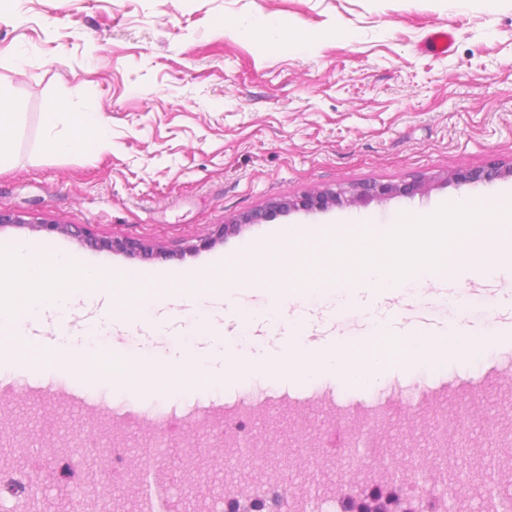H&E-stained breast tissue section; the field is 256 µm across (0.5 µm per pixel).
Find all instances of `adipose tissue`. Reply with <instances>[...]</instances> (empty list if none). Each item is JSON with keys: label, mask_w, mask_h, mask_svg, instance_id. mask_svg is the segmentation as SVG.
Here are the masks:
<instances>
[{"label": "adipose tissue", "mask_w": 512, "mask_h": 512, "mask_svg": "<svg viewBox=\"0 0 512 512\" xmlns=\"http://www.w3.org/2000/svg\"><path fill=\"white\" fill-rule=\"evenodd\" d=\"M106 122L98 112H81L76 117V131L67 136H50L46 147L54 153H68L74 150L97 151L106 142ZM193 278L188 274H178L173 278L169 289H151L147 298L148 307L142 312L145 324L182 322L187 328L211 332L212 326L201 316H186L171 310L169 294L171 289L187 288ZM71 282L84 291L92 293L106 287L126 288L130 278L122 277L106 281L100 268L80 263L64 253H45L37 256L31 243L20 241L11 247L0 250V341H19L41 324L46 315H53L54 324L60 332H67L72 310L68 298L61 289L62 283ZM290 335L296 336L288 355L278 356L268 351L253 354L255 362L276 370H289L313 378L325 369L339 373L347 380L356 383H372L382 358L369 354L358 359L336 348L310 350L304 348L299 338L304 327L297 319H289ZM490 340L471 334L464 325L449 327L435 336L406 335L402 353L409 358L435 359L447 352L458 357L471 359L488 352ZM156 372L150 375V382H157L159 375H169L184 368H191L199 375L208 378H222L224 373V353L206 346L187 353L181 348H170L156 361Z\"/></svg>", "instance_id": "1"}]
</instances>
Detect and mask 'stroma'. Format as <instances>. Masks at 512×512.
Wrapping results in <instances>:
<instances>
[{"label": "stroma", "instance_id": "obj_1", "mask_svg": "<svg viewBox=\"0 0 512 512\" xmlns=\"http://www.w3.org/2000/svg\"><path fill=\"white\" fill-rule=\"evenodd\" d=\"M0 16V90L15 103L11 158L0 166V212L26 214L28 224L0 227V247L17 240L50 244L109 276L189 271L226 278L237 286L225 302L203 290L175 294L177 309L223 319L242 354L256 347L280 351L286 320L239 322V313L264 309L251 294L256 276L288 291L293 262L275 238L282 226H338L347 217L392 223L456 199L512 198V177L460 185L453 173L512 159V0H19ZM276 22L308 38L282 50L250 37ZM352 42L331 34L336 24ZM452 26L450 52L434 56L420 45L437 26ZM27 60L16 71L6 56ZM74 100L77 110L102 113L105 150L46 151L45 114L52 103ZM424 180L414 195L395 194L352 206L282 209V202L376 181ZM259 211L263 220L216 235L217 225ZM83 224L98 238H131L151 255L100 250L56 232ZM77 297L68 334L91 353L114 356L116 373L96 365L71 366L29 358L28 345L0 360V465L30 472L36 482L29 512H55L62 480L82 483L85 451L78 440L119 450V476L104 497L119 496L125 512L141 501L140 472L164 447L169 488L190 512L203 496L216 512L226 493L246 499L258 479L233 473L243 453L258 449L288 477L294 498L309 488L305 512H325L351 489L334 461L350 451L351 433L370 429L360 448L359 485L375 473L392 474L410 489L398 465L409 454L445 460L427 474L436 508L448 496L449 471L466 466L512 493V338L487 354L410 360L398 351L399 331L437 332L463 322L495 334L512 325V265L487 273L460 269L446 283L412 282L395 294L336 287L321 303H294L288 312L312 348L343 345L357 352L371 320L390 336L379 341L386 366L365 385L324 372L240 371L235 358L221 382L185 370L134 393L152 354L168 350L176 326L143 327L140 289ZM123 324L113 327L114 315ZM225 407L263 400L246 422L229 419L217 439L197 423V406ZM134 403L145 421L103 422L115 406ZM464 424L468 451L449 457L439 424ZM17 435L27 452L17 458L6 441ZM73 462L62 477L60 457Z\"/></svg>", "mask_w": 512, "mask_h": 512}]
</instances>
